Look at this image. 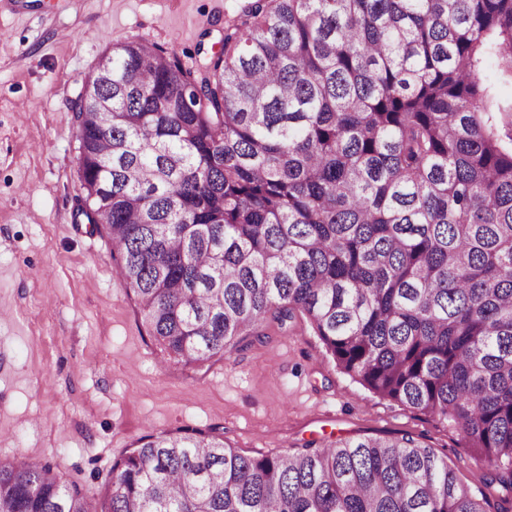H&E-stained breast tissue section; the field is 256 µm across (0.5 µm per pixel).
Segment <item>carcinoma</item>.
I'll return each mask as SVG.
<instances>
[{"instance_id":"obj_1","label":"carcinoma","mask_w":512,"mask_h":512,"mask_svg":"<svg viewBox=\"0 0 512 512\" xmlns=\"http://www.w3.org/2000/svg\"><path fill=\"white\" fill-rule=\"evenodd\" d=\"M185 67L129 42L69 101L85 195L166 354L201 367L300 315L483 475L400 438L247 457L147 435L92 494L0 460V512H489L512 503V0H251ZM112 99V117L96 98Z\"/></svg>"}]
</instances>
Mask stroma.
<instances>
[{
	"label": "stroma",
	"mask_w": 512,
	"mask_h": 512,
	"mask_svg": "<svg viewBox=\"0 0 512 512\" xmlns=\"http://www.w3.org/2000/svg\"><path fill=\"white\" fill-rule=\"evenodd\" d=\"M245 0H0V459H50L98 490L157 431H224L251 457L308 441L411 435L482 484L448 422L342 373L304 318L189 369L169 359L113 271L83 195L67 101L107 48L132 40L194 65Z\"/></svg>",
	"instance_id": "obj_1"
}]
</instances>
